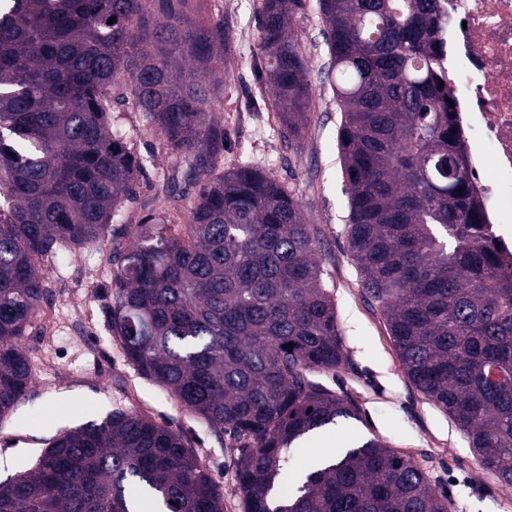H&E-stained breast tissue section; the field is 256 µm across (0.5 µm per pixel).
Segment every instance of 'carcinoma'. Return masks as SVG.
Returning a JSON list of instances; mask_svg holds the SVG:
<instances>
[{"label":"carcinoma","mask_w":512,"mask_h":512,"mask_svg":"<svg viewBox=\"0 0 512 512\" xmlns=\"http://www.w3.org/2000/svg\"><path fill=\"white\" fill-rule=\"evenodd\" d=\"M190 0H14L0 18V418L33 374L22 341L50 297L38 260L122 225L108 322L126 357L239 443L244 512H448V493L375 438L289 469L305 435L358 409L313 380L348 365L317 228L270 171L219 167L227 37ZM303 0H260L256 58L288 140L312 104L293 28ZM342 112L347 241L415 387L512 485V263L484 228L455 105L440 85L433 0H318ZM114 22H109L110 18ZM192 67H186V63ZM142 113L185 169L166 178L182 223L125 224L143 162L112 131ZM193 188H177V177ZM224 512L175 431L114 410L57 434L0 483V512Z\"/></svg>","instance_id":"carcinoma-1"}]
</instances>
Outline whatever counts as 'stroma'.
Listing matches in <instances>:
<instances>
[{"label":"stroma","mask_w":512,"mask_h":512,"mask_svg":"<svg viewBox=\"0 0 512 512\" xmlns=\"http://www.w3.org/2000/svg\"><path fill=\"white\" fill-rule=\"evenodd\" d=\"M190 0L188 11L204 22H221L229 39L224 91L217 113L227 137L224 167L254 166L297 182L309 223L320 230L323 283L331 292L349 364L318 381L351 400L358 420L340 424L319 442H306L301 461L349 448L360 437L412 457L432 483L446 491L450 512H512V485L501 484L480 465L467 436L417 390L407 377L386 323L360 286L348 251V190L337 146L341 112L328 77L325 25L317 0H303L295 28L310 50L313 107L301 146L289 145L281 122L268 109L256 59L259 0ZM113 127L127 136L146 164L137 176L141 206L128 211L138 224L162 214L167 200L159 187L165 171L179 164L141 113L125 106L112 112ZM122 233L73 255L51 256L39 267L51 297L29 330L34 377L28 394L0 420V482L35 465L48 440L60 431L115 409L133 412L178 432L187 448L219 485L224 512H242L237 481L238 445L210 427L164 388L141 375L127 359L107 311L113 302L111 250L127 246Z\"/></svg>","instance_id":"35a3bbf8"}]
</instances>
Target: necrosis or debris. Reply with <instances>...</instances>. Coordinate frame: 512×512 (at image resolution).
I'll use <instances>...</instances> for the list:
<instances>
[{
    "label": "necrosis or debris",
    "mask_w": 512,
    "mask_h": 512,
    "mask_svg": "<svg viewBox=\"0 0 512 512\" xmlns=\"http://www.w3.org/2000/svg\"><path fill=\"white\" fill-rule=\"evenodd\" d=\"M442 68L490 232L512 223V0H435Z\"/></svg>",
    "instance_id": "4bbe7bcc"
}]
</instances>
